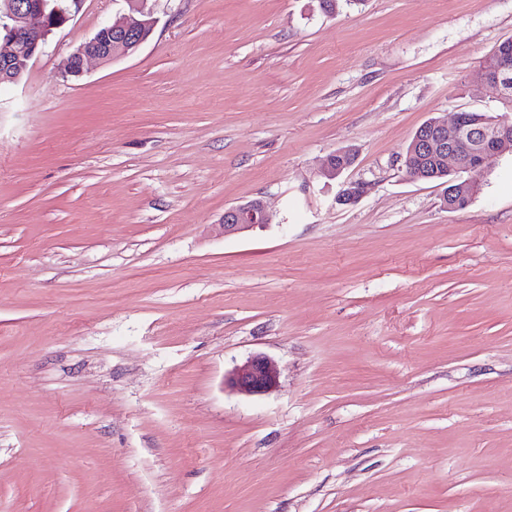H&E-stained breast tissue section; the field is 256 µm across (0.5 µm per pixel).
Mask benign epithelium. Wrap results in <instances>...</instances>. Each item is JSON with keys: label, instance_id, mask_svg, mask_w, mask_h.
I'll return each mask as SVG.
<instances>
[{"label": "benign epithelium", "instance_id": "obj_1", "mask_svg": "<svg viewBox=\"0 0 512 512\" xmlns=\"http://www.w3.org/2000/svg\"><path fill=\"white\" fill-rule=\"evenodd\" d=\"M83 0H0V85H16L32 61L42 54L48 37L63 28L79 12ZM148 0H127L129 11L99 28L92 37L77 45L64 63V76L79 77L88 62L110 63L120 56L134 54L157 24ZM485 79L498 91V99L512 107V60L496 70L482 67ZM512 148V124L506 125L488 115L479 125L455 113L452 124L430 120L415 134L403 156L405 174L412 180L423 179L418 162L434 170L459 175V183L447 190L444 203L448 210L458 209L459 201L478 187L486 162ZM354 156L340 149L330 154L322 175L339 181L336 203L349 205L365 194L361 182L342 179L352 166ZM267 207L261 199H250L224 211V234H244L269 223ZM279 371L267 357L257 354L236 368L227 378L235 390L247 395H263L278 386Z\"/></svg>", "mask_w": 512, "mask_h": 512}]
</instances>
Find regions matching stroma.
<instances>
[{
	"label": "stroma",
	"instance_id": "stroma-1",
	"mask_svg": "<svg viewBox=\"0 0 512 512\" xmlns=\"http://www.w3.org/2000/svg\"><path fill=\"white\" fill-rule=\"evenodd\" d=\"M126 8L0 87V512H512V155L457 211L400 162L431 118L512 121V0H155L63 78ZM257 354L273 391L225 385ZM126 1L127 13L100 27L68 55L64 63L65 77L82 76L91 60L107 64L120 56L132 55L147 41L157 24L152 11L146 10L149 0ZM485 79L498 91V99L507 106L512 107V60H505L496 70H490L483 63ZM346 151V149L336 150L326 158L322 168V175L325 179L328 181L340 180L343 173L353 165L355 158ZM345 157L349 158V163H345ZM270 216L261 199H250L234 205L224 212L222 224L225 235L244 234L268 224Z\"/></svg>",
	"mask_w": 512,
	"mask_h": 512
}]
</instances>
